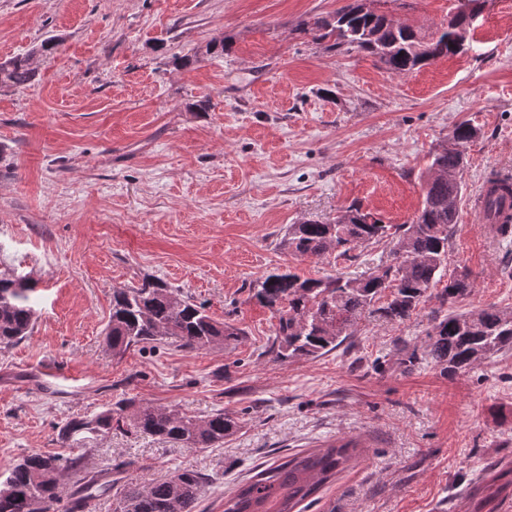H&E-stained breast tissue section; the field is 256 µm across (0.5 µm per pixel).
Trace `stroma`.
I'll list each match as a JSON object with an SVG mask.
<instances>
[{"mask_svg": "<svg viewBox=\"0 0 512 512\" xmlns=\"http://www.w3.org/2000/svg\"><path fill=\"white\" fill-rule=\"evenodd\" d=\"M348 2L0 0V62L30 53L36 71L0 87V271L36 284L32 332L0 348V472L35 451L122 484L189 468L207 481L193 512H224L257 467L352 439L359 456L304 512H474L486 466H512V351L452 377L401 363L432 331L436 298L402 322L359 321L347 351L267 353L278 317L252 281L284 266L355 276L394 247L301 258L280 246L288 226L352 205L411 223L431 152L465 121L481 133L448 249L449 274L471 285L455 308L512 310V237L472 212L488 171L512 173V0H486L462 52L406 76L301 32ZM458 5L377 0L428 30ZM216 41L224 54L208 52ZM154 280L243 338L113 355V289ZM120 402L224 410L242 427L197 450L126 426L61 443L66 424Z\"/></svg>", "mask_w": 512, "mask_h": 512, "instance_id": "35a3bbf8", "label": "stroma"}]
</instances>
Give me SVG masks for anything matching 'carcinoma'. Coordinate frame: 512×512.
Masks as SVG:
<instances>
[{"label": "carcinoma", "mask_w": 512, "mask_h": 512, "mask_svg": "<svg viewBox=\"0 0 512 512\" xmlns=\"http://www.w3.org/2000/svg\"><path fill=\"white\" fill-rule=\"evenodd\" d=\"M301 32L312 35L315 41L330 39L335 49L346 46L366 52L379 68L403 76L431 60L458 54L454 44L470 28L464 16L455 13L448 25L427 34L406 21L393 26L386 14L376 9L365 11L359 0H351L333 15L303 23ZM31 58L28 54L0 63V86L30 83L35 76ZM477 136L474 126L462 122L451 137L458 148L443 143L435 149L423 175L421 208L409 224L392 227L351 206L333 224L308 220L288 226L281 245L297 257L320 259L335 245L342 246L340 254L344 256L360 245L388 236L391 230L397 237L396 245L412 253L413 260L404 266L382 262L370 272L348 279L303 278L290 269L277 268L251 282V297L278 314L270 348L275 359L322 357L346 342L364 316L406 320L434 289L442 307H451L467 296L466 278L447 277L446 258L464 190V149ZM502 191L512 196V184L499 181L480 197V207L486 223L506 233L508 223H498L505 201ZM33 291L34 284L27 281L19 287L16 275L0 273V348L12 346L31 333ZM242 335L243 329L214 320L204 306L179 298L160 281L117 289L112 295L107 342L115 355L163 339L194 350L237 341ZM508 350H512V311L495 306L465 314L448 312L424 341V354L448 375L475 369ZM126 421L139 432L190 449L216 447L240 428L239 418L230 413L217 411L199 418L187 416L174 406L141 407L126 417L121 402L91 421L70 422L62 429L61 440L74 442L82 432L105 434L112 430V423ZM357 448V442L341 440L272 464L224 498V512H294L345 469L356 457ZM82 463L79 456L68 460L39 452L24 456L0 474V512H35L33 506L38 500L49 503L47 512H54L59 501L54 471L65 469L77 476L67 512H86L90 503L112 491L114 484L112 472L86 473ZM204 493L200 473L179 469L163 480L124 485L115 492L114 512H193Z\"/></svg>", "instance_id": "1"}]
</instances>
